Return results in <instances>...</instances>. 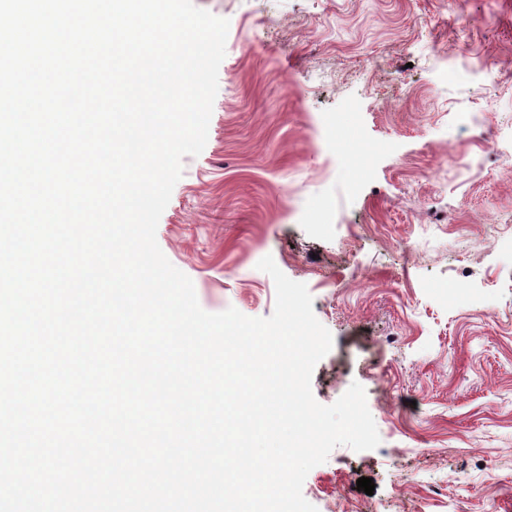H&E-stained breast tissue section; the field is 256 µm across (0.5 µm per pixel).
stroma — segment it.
Masks as SVG:
<instances>
[{
    "instance_id": "obj_1",
    "label": "stroma",
    "mask_w": 512,
    "mask_h": 512,
    "mask_svg": "<svg viewBox=\"0 0 512 512\" xmlns=\"http://www.w3.org/2000/svg\"><path fill=\"white\" fill-rule=\"evenodd\" d=\"M194 3L226 54L156 239L211 313L273 314L267 255L307 285L334 340L313 394L361 384L380 444L305 499L512 512V0Z\"/></svg>"
}]
</instances>
